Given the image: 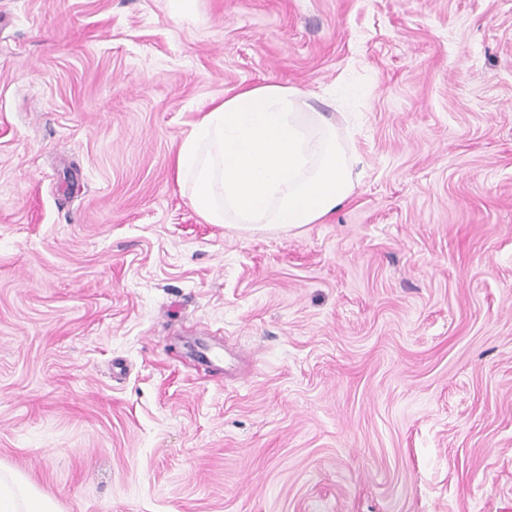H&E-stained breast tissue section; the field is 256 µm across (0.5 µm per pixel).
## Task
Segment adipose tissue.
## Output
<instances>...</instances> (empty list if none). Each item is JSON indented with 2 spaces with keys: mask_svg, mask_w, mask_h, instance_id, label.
Returning a JSON list of instances; mask_svg holds the SVG:
<instances>
[{
  "mask_svg": "<svg viewBox=\"0 0 512 512\" xmlns=\"http://www.w3.org/2000/svg\"><path fill=\"white\" fill-rule=\"evenodd\" d=\"M355 151L333 118L298 88H241L201 113L174 158L196 212L239 231L288 232L319 224L359 180ZM0 512H57L26 479L0 471Z\"/></svg>",
  "mask_w": 512,
  "mask_h": 512,
  "instance_id": "obj_1",
  "label": "adipose tissue"
}]
</instances>
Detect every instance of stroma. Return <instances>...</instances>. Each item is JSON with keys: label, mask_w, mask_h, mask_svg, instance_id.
Returning a JSON list of instances; mask_svg holds the SVG:
<instances>
[{"label": "stroma", "mask_w": 512, "mask_h": 512, "mask_svg": "<svg viewBox=\"0 0 512 512\" xmlns=\"http://www.w3.org/2000/svg\"><path fill=\"white\" fill-rule=\"evenodd\" d=\"M336 95L321 224L206 223L198 113ZM0 468L60 512H512V0H0Z\"/></svg>", "instance_id": "35a3bbf8"}]
</instances>
